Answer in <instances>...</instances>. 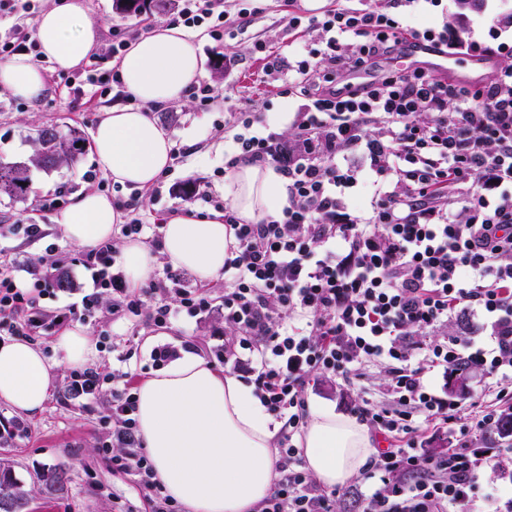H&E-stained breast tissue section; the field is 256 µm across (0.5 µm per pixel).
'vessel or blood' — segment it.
Returning a JSON list of instances; mask_svg holds the SVG:
<instances>
[{
  "mask_svg": "<svg viewBox=\"0 0 512 512\" xmlns=\"http://www.w3.org/2000/svg\"><path fill=\"white\" fill-rule=\"evenodd\" d=\"M388 66L412 71L423 69L452 74L456 83H475V71L491 68L486 58L466 56L451 52L435 51L427 39L416 37L402 42L396 53L387 61Z\"/></svg>",
  "mask_w": 512,
  "mask_h": 512,
  "instance_id": "b4317fda",
  "label": "vessel or blood"
}]
</instances>
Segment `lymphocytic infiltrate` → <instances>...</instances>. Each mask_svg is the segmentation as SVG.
I'll use <instances>...</instances> for the list:
<instances>
[{"label":"lymphocytic infiltrate","instance_id":"1","mask_svg":"<svg viewBox=\"0 0 512 512\" xmlns=\"http://www.w3.org/2000/svg\"><path fill=\"white\" fill-rule=\"evenodd\" d=\"M253 16V9L231 10L224 0H178L175 21L205 29L220 44ZM288 27L320 34L315 44L292 42L284 53L257 45L266 76L306 98L291 142L263 116L233 108L224 114L232 139L225 168L242 161L274 166L288 180V204L259 224L238 223L225 210L237 244L224 263V344L209 353L239 372L282 423L277 477L260 512H336L338 490L312 477L294 443L307 423L306 392L315 375L358 386L354 415L389 442L360 474L363 512H480L479 501L498 498L497 489L481 491L483 471L512 475V448L493 439L501 418L496 403H512V67L475 88L392 69L354 86L350 72L388 57L409 36L454 53L483 46L341 4L306 21L289 13ZM314 55L322 69H311ZM118 80L91 61L59 97L84 112L88 94ZM378 122L385 131L369 135ZM360 180L371 188L365 205L348 195ZM79 263L91 293L80 307L50 318L38 300L56 297L58 263L28 279L21 256L1 263L0 341L34 338L75 315L93 320L99 289L112 293L113 319L135 328L166 329L217 307L208 289L190 287L168 269L143 288H129L110 240L84 251ZM459 311L480 315L489 335L432 340ZM119 361L112 370H74L69 390L89 400L111 394L105 445L114 451L113 471L136 476L153 512H180L152 479L134 417L135 374L127 356ZM373 366L387 374L386 399L371 392ZM463 366L479 376L466 404L434 381L435 373L448 378ZM463 415L469 425L455 448L421 455L424 426L450 428Z\"/></svg>","mask_w":512,"mask_h":512}]
</instances>
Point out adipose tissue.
I'll use <instances>...</instances> for the list:
<instances>
[{
	"label": "adipose tissue",
	"mask_w": 512,
	"mask_h": 512,
	"mask_svg": "<svg viewBox=\"0 0 512 512\" xmlns=\"http://www.w3.org/2000/svg\"><path fill=\"white\" fill-rule=\"evenodd\" d=\"M34 37L54 69L69 71L87 60L100 42V28L85 0L42 12ZM127 92L141 101L134 109L106 108L91 133L89 153L113 182L150 188L172 163L173 143L154 109L184 101L205 70L200 43L182 26L161 22L129 42L118 62ZM0 86L38 104L48 93L44 71L29 55L0 62ZM230 206L240 223L256 224L288 204V181L273 167L242 162L229 175ZM121 221L111 198L85 190L54 222L80 247L110 239ZM224 214L180 213L165 218L160 252L139 240L121 244L129 288L139 289L159 263L190 272L207 284L224 269L235 246ZM55 345L63 364L92 361L96 344L81 324L62 328ZM54 367L25 341L0 344V400L27 415L40 413L48 399ZM137 434L153 464V479L187 512H255L276 478L275 437L281 427L235 375L216 370L200 355L185 351L137 388ZM308 469L324 485L341 486L359 474L374 448L356 419L315 406L296 437Z\"/></svg>",
	"instance_id": "adipose-tissue-1"
}]
</instances>
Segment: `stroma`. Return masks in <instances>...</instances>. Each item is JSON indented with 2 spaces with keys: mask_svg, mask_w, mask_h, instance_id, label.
<instances>
[{
  "mask_svg": "<svg viewBox=\"0 0 512 512\" xmlns=\"http://www.w3.org/2000/svg\"><path fill=\"white\" fill-rule=\"evenodd\" d=\"M259 14L250 25L234 36L215 44L208 34H201V50L209 63L224 60L223 74L208 71L205 79L214 88L216 101L209 110L197 109L192 102L175 104L156 114L176 148L181 151L179 165L164 176L159 193L143 191L140 211L157 219L177 212L184 206L186 188L211 182L220 197H227L228 178L224 174V153L231 148L230 134L224 128V110L233 106L253 112H284L296 118L302 98L297 94L278 95L275 85L264 75L265 61L255 45L259 42L284 45L291 38L286 18V0H255ZM88 16L101 28V43L95 58L102 70L112 68V29L136 23V15L116 10L115 0H88ZM410 23L420 26L448 27L463 37L493 44L492 32L498 18L512 15V0H411L397 7ZM120 87L95 98L89 111H72L65 102L29 106L25 101L0 90V157L12 161L27 160L35 151L33 136L37 129L52 127L60 133L78 128L83 138H90L104 108L123 101ZM38 212L46 226L48 240L57 244L62 268L74 284L72 290L59 293L57 299H40L48 313L70 304L80 303L84 295L79 283L77 260L80 247L72 244L56 228L54 211L39 210L36 199L23 202L0 200V221L10 224ZM86 328L92 337L108 335L109 343L97 349L95 366L109 367L124 354L122 341L127 325L113 321L110 312H100ZM224 321L214 313L202 318H187L162 330V342L178 343L184 336L193 337L201 349L219 344ZM54 333H47L35 344L48 358L56 360L55 380L45 409L37 416L22 418L28 431L0 444V465L11 469L25 493L28 504L24 512H115L118 502H125L130 512H151L133 476L116 474L103 458L100 441L107 430L102 422L109 415L112 398L102 394L96 400L76 398L68 391L70 366L59 364L54 347ZM309 402L332 407L336 413L350 414L358 396L355 389L325 377L318 378L307 391ZM53 467L64 468L67 480L58 492H48L40 476Z\"/></svg>",
  "mask_w": 512,
  "mask_h": 512,
  "instance_id": "stroma-1",
  "label": "stroma"
}]
</instances>
